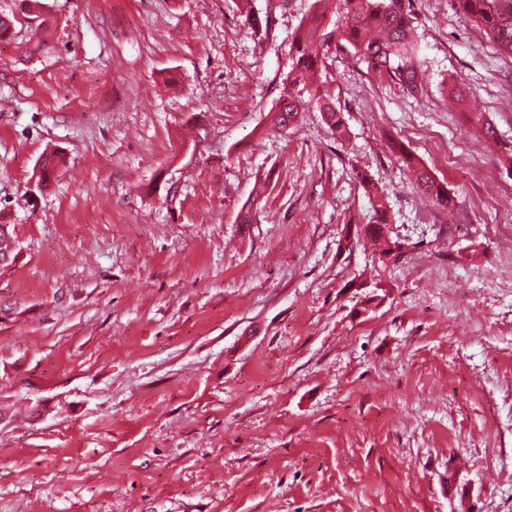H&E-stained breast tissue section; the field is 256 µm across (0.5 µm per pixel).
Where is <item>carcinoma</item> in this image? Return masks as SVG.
<instances>
[{
    "label": "carcinoma",
    "instance_id": "1",
    "mask_svg": "<svg viewBox=\"0 0 512 512\" xmlns=\"http://www.w3.org/2000/svg\"><path fill=\"white\" fill-rule=\"evenodd\" d=\"M17 13L0 15V40L16 37V15L31 27L28 39L18 43L25 57H32L50 48L53 20L46 14L41 0H17ZM454 8L468 21L480 27L500 52L512 54V0H453ZM325 12L313 14L302 22L292 42V69L288 73L278 107L272 112L270 124L284 131L294 124L306 104L314 100L332 131L344 132V118L332 105L328 94L311 88L310 80L318 71L322 51L331 43L348 47L353 52L399 77L406 84L419 79L416 66V43L410 38L415 20L412 0H336V21L331 30L323 28ZM399 157L413 169L415 182L433 203L443 209L454 204L448 187L431 174L414 166L404 145L396 146ZM371 206V217L364 225V237L386 238L387 208L378 195L374 181L367 174H358Z\"/></svg>",
    "mask_w": 512,
    "mask_h": 512
}]
</instances>
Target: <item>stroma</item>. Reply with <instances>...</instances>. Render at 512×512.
<instances>
[{"label":"stroma","mask_w":512,"mask_h":512,"mask_svg":"<svg viewBox=\"0 0 512 512\" xmlns=\"http://www.w3.org/2000/svg\"><path fill=\"white\" fill-rule=\"evenodd\" d=\"M44 3L48 54L0 43V512H512V55L413 0L417 84L330 48L344 136L313 102L281 132L315 0H251L258 33L241 0ZM360 170L384 264L344 242ZM395 147L399 157L406 160L408 167L413 168L412 171L414 173L415 182L419 188L431 197L435 205L442 209H448L450 205H454V199L448 187L444 186L442 183H438L427 170L415 167L413 158L407 154L402 143ZM360 182L367 194L371 206V217L367 224L364 225L365 234L364 238H371L381 240L384 239L386 247L380 253L388 254L391 252V247L387 249L390 241L386 237L385 228L387 223V208L385 202L378 195L377 188L373 180H369L366 173H357Z\"/></svg>","instance_id":"35a3bbf8"}]
</instances>
